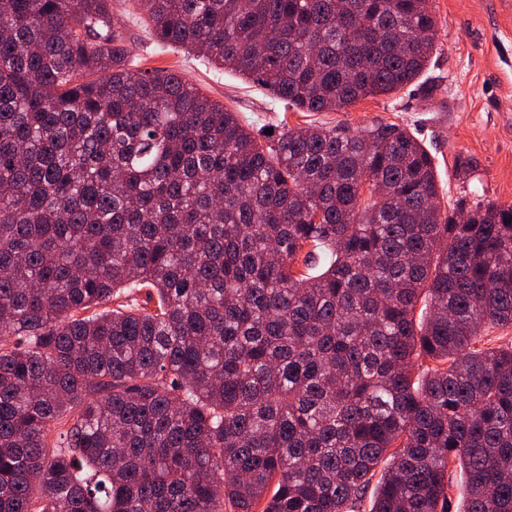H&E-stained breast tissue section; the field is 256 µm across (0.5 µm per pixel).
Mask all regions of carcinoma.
Returning <instances> with one entry per match:
<instances>
[{"mask_svg":"<svg viewBox=\"0 0 512 512\" xmlns=\"http://www.w3.org/2000/svg\"><path fill=\"white\" fill-rule=\"evenodd\" d=\"M110 2L0 0V512H356L377 473L369 512H448L455 465L512 512V206L442 211L396 123L262 138L130 72ZM137 3L298 112L436 47L429 0Z\"/></svg>","mask_w":512,"mask_h":512,"instance_id":"1","label":"carcinoma"}]
</instances>
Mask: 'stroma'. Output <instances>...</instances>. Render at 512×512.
<instances>
[{
  "instance_id": "stroma-1",
  "label": "stroma",
  "mask_w": 512,
  "mask_h": 512,
  "mask_svg": "<svg viewBox=\"0 0 512 512\" xmlns=\"http://www.w3.org/2000/svg\"><path fill=\"white\" fill-rule=\"evenodd\" d=\"M430 7L438 25L436 53L416 84L338 112H298L252 80L185 49L160 46L134 0H112L132 70L177 72L256 132L399 124L432 155L441 207L461 196L512 206V0H430ZM466 158L476 169L464 179L456 165Z\"/></svg>"
}]
</instances>
